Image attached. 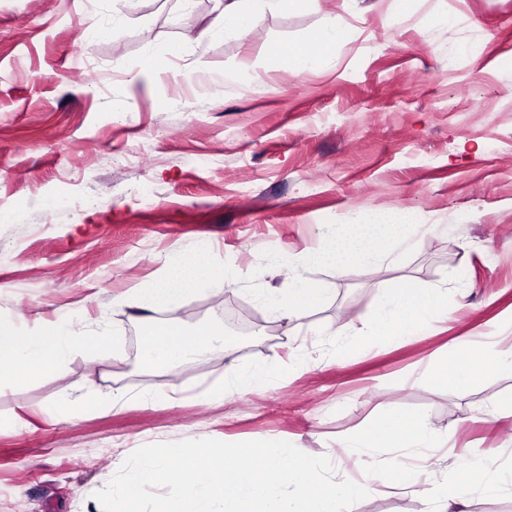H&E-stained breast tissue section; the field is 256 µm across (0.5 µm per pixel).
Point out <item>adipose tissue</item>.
I'll list each match as a JSON object with an SVG mask.
<instances>
[{
  "label": "adipose tissue",
  "mask_w": 512,
  "mask_h": 512,
  "mask_svg": "<svg viewBox=\"0 0 512 512\" xmlns=\"http://www.w3.org/2000/svg\"><path fill=\"white\" fill-rule=\"evenodd\" d=\"M343 37L344 30L336 20H328L311 47L293 53V70L300 73L324 67L328 62V48ZM421 231L415 215L406 210L390 217H359L347 224L328 225L319 245L304 254L301 265L273 264V274L286 277L289 282L287 293L270 289L259 293L258 298L272 308L279 320L300 318L308 301L319 293L303 276L302 267L330 266L346 275L360 267L382 263L393 248L413 247ZM217 275L210 265L172 258L151 283L128 288L117 301L143 312L174 309L203 291ZM447 319L448 310L443 301L421 296L414 288H393L374 306L371 333L385 340L401 341L424 326ZM223 343L224 332L219 328L190 330L181 325H164L148 332L141 356L145 365L163 368L191 360ZM82 347L96 351L103 360L111 356V348L103 337L87 335L83 328L62 322L48 323L40 334L33 336H15L0 326V376L5 374L24 383L56 374L74 351ZM396 424V418H388L370 434L344 437L339 445L355 466L373 449L393 442L403 448L418 449L419 460L429 463V450L436 445L432 430L402 436L396 433Z\"/></svg>",
  "instance_id": "1"
}]
</instances>
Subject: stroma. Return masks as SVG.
<instances>
[{"label": "stroma", "instance_id": "35a3bbf8", "mask_svg": "<svg viewBox=\"0 0 512 512\" xmlns=\"http://www.w3.org/2000/svg\"><path fill=\"white\" fill-rule=\"evenodd\" d=\"M217 0H0V321L15 335L65 320L114 340L116 359L75 351L59 375L0 379V512H100L95 492L138 447L274 436L351 472L337 444L389 416L426 414L447 451L415 490L382 485L357 512H431L434 493L512 467V372L463 375L468 343L512 345V0H299L244 34L208 33ZM348 30L320 70L294 48L324 21ZM108 28L104 38L92 23ZM203 58L206 72L193 68ZM252 65L249 78L237 76ZM146 72L138 86L130 75ZM213 154L222 163L192 160ZM151 198H144V187ZM411 210L433 232L391 263L310 270L323 300L285 323L256 298L287 289L324 225ZM183 257L229 270L158 323L220 327L223 349L162 370L140 356L149 324L114 304ZM448 291V316L399 344L369 333L380 292ZM258 330L227 328L236 307ZM447 376H424L427 361ZM289 370L226 399L224 368ZM174 400L137 397L169 382ZM123 404L111 407L113 394ZM94 401L70 421L59 402Z\"/></svg>", "mask_w": 512, "mask_h": 512}]
</instances>
